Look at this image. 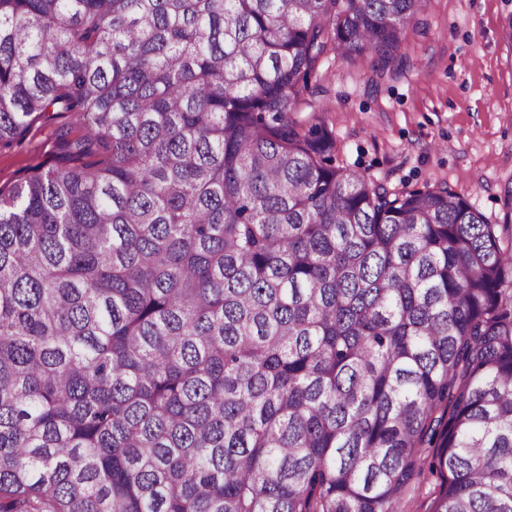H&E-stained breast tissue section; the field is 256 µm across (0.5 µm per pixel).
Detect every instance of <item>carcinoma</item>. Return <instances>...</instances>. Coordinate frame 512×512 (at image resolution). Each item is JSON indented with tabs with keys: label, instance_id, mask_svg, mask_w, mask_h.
Wrapping results in <instances>:
<instances>
[{
	"label": "carcinoma",
	"instance_id": "1",
	"mask_svg": "<svg viewBox=\"0 0 512 512\" xmlns=\"http://www.w3.org/2000/svg\"><path fill=\"white\" fill-rule=\"evenodd\" d=\"M429 0H0V512H512V218L333 164ZM84 133L83 127L67 113H60L49 122L33 123L18 142L0 146V189H7L35 168L59 167L63 156L61 135L74 140ZM439 448H427L424 453V464L416 482L412 485L402 504L403 512H430L435 492L438 489L437 477L432 474L430 463Z\"/></svg>",
	"mask_w": 512,
	"mask_h": 512
}]
</instances>
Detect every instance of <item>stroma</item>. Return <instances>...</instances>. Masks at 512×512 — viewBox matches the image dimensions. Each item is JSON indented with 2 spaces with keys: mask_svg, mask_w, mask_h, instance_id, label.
<instances>
[{
  "mask_svg": "<svg viewBox=\"0 0 512 512\" xmlns=\"http://www.w3.org/2000/svg\"><path fill=\"white\" fill-rule=\"evenodd\" d=\"M512 0H430L424 31L409 33L401 72L371 82L365 61L324 60L327 92L300 106L327 111L337 164L390 189L448 185L492 224L507 220L512 186V42L501 23ZM84 129L69 114L33 123L0 146V189L61 164L64 139Z\"/></svg>",
  "mask_w": 512,
  "mask_h": 512,
  "instance_id": "1",
  "label": "stroma"
}]
</instances>
